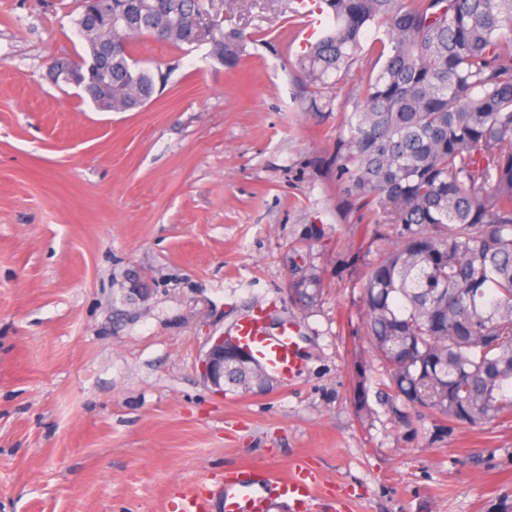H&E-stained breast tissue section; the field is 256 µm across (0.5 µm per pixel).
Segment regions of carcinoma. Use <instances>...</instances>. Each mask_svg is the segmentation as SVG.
Wrapping results in <instances>:
<instances>
[{
  "mask_svg": "<svg viewBox=\"0 0 512 512\" xmlns=\"http://www.w3.org/2000/svg\"><path fill=\"white\" fill-rule=\"evenodd\" d=\"M333 24L297 60L315 86L336 82L383 29V63L347 115L346 193L395 226V244L364 287L368 338L395 398L451 423L512 414V0H321ZM87 55L112 57L87 90L100 108L144 107L165 76L134 59L142 35L209 46L228 70L246 37L218 24L198 38L206 0H80ZM317 301L312 275L294 288ZM273 383L224 362L234 392Z\"/></svg>",
  "mask_w": 512,
  "mask_h": 512,
  "instance_id": "cac0c4a2",
  "label": "carcinoma"
}]
</instances>
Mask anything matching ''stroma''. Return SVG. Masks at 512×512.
Masks as SVG:
<instances>
[{"label":"stroma","mask_w":512,"mask_h":512,"mask_svg":"<svg viewBox=\"0 0 512 512\" xmlns=\"http://www.w3.org/2000/svg\"><path fill=\"white\" fill-rule=\"evenodd\" d=\"M213 9L250 35L242 65L135 39L167 79L112 112L47 73L83 51L78 0H0V512H166L176 485L300 460L322 478L314 512H495L512 418L399 419L367 338L365 275L395 229L337 169L379 32L315 112L298 0ZM257 308L268 335L293 327L304 368L218 393L203 356Z\"/></svg>","instance_id":"1"}]
</instances>
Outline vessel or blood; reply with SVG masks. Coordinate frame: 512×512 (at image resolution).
Here are the masks:
<instances>
[{
	"label": "vessel or blood",
	"instance_id": "b4317fda",
	"mask_svg": "<svg viewBox=\"0 0 512 512\" xmlns=\"http://www.w3.org/2000/svg\"><path fill=\"white\" fill-rule=\"evenodd\" d=\"M236 336L270 376L288 382L300 372L303 358L295 337L267 335L260 315L241 321ZM316 486V474L301 464L284 476L262 467L244 466L225 473L222 481L182 490L172 508L173 512H211L218 497L223 512H267L273 500L286 503L289 512H311Z\"/></svg>",
	"mask_w": 512,
	"mask_h": 512
}]
</instances>
